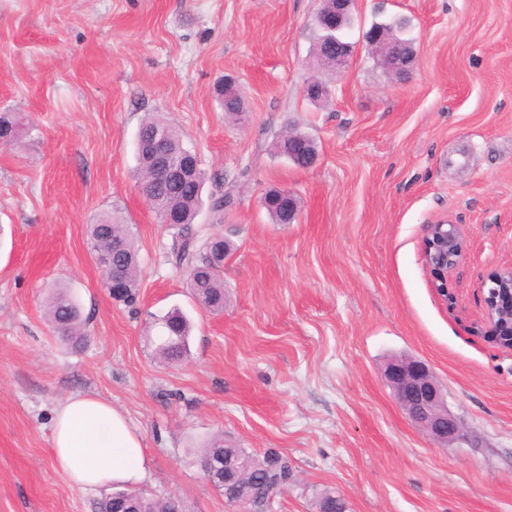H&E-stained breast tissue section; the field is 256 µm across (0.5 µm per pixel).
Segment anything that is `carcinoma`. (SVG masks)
I'll return each instance as SVG.
<instances>
[{
    "label": "carcinoma",
    "instance_id": "1",
    "mask_svg": "<svg viewBox=\"0 0 512 512\" xmlns=\"http://www.w3.org/2000/svg\"><path fill=\"white\" fill-rule=\"evenodd\" d=\"M224 111L231 117L239 116L243 100L234 92L222 94ZM165 136L174 156L195 168V176L174 185H156L149 189L151 207L159 215L161 222L169 227L170 251L176 263L187 274L189 288L200 305L209 312L224 311V237L212 235L199 241L193 228L195 217L203 205L205 185L204 172L197 167L195 156L184 146L181 134L168 123L153 117L145 118L138 129L139 138L150 140L155 135ZM19 139V122L13 112L0 113V144L10 146ZM234 199L231 194L221 191L208 198V210L213 222L220 224L224 212L231 208ZM263 205L276 224L285 222L288 199L280 196V190L271 189L263 198ZM88 245L93 253L108 256L119 265L124 273L125 294L122 302L132 306L139 295L138 251L128 225L110 213L101 215L88 226ZM47 317L62 341L77 346L85 336L83 320L78 304L68 292L57 289L47 304ZM154 324L159 327L155 344V356L166 363H177L189 355L191 323L178 308H173L158 316ZM216 458L224 459V472L231 473L230 467L239 458L249 461L250 468L245 473L243 488L253 500H263L278 481L285 462L281 454L273 449L257 455L242 448L224 449V440H215L206 449L201 465ZM137 512H175L179 505L174 501L160 502L147 497L140 491L131 494Z\"/></svg>",
    "mask_w": 512,
    "mask_h": 512
}]
</instances>
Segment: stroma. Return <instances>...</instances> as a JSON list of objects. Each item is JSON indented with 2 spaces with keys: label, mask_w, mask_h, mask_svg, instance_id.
I'll return each instance as SVG.
<instances>
[{
  "label": "stroma",
  "mask_w": 512,
  "mask_h": 512,
  "mask_svg": "<svg viewBox=\"0 0 512 512\" xmlns=\"http://www.w3.org/2000/svg\"><path fill=\"white\" fill-rule=\"evenodd\" d=\"M319 0H0V512H97L52 464L54 409L74 393L121 410L151 460L139 489L183 512H239L205 478L212 440L288 455L297 481L272 512H512V352L486 337L489 274L512 267V0H354L349 68L309 100ZM408 23L407 78L387 73L365 34ZM232 78L245 103L227 117ZM180 130L207 177L230 192L224 310L193 299L167 225L140 192L145 116ZM313 139L300 168L275 137ZM295 196L273 223L264 194ZM105 212L129 224L139 300H112L87 246ZM445 219L467 242L439 298L423 257ZM61 286L85 341L45 317ZM179 307L190 356L159 363L154 316ZM424 362L469 434L443 447L415 426L383 370Z\"/></svg>",
  "instance_id": "obj_1"
}]
</instances>
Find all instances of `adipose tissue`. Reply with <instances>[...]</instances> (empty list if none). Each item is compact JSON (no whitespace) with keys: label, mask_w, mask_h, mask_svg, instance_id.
Instances as JSON below:
<instances>
[{"label":"adipose tissue","mask_w":512,"mask_h":512,"mask_svg":"<svg viewBox=\"0 0 512 512\" xmlns=\"http://www.w3.org/2000/svg\"><path fill=\"white\" fill-rule=\"evenodd\" d=\"M52 448L55 468L71 487L84 492L136 485L150 465L142 439L126 416L93 396L71 395L58 405Z\"/></svg>","instance_id":"adipose-tissue-1"}]
</instances>
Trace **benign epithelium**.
<instances>
[{
    "label": "benign epithelium",
    "mask_w": 512,
    "mask_h": 512,
    "mask_svg": "<svg viewBox=\"0 0 512 512\" xmlns=\"http://www.w3.org/2000/svg\"><path fill=\"white\" fill-rule=\"evenodd\" d=\"M352 3L353 0H321L315 23L326 31L337 30L350 20ZM366 39L370 49L382 58L388 73L396 77L408 73L412 62L411 42L392 39L386 28L381 26L373 27ZM352 55L351 42L329 40L318 48L316 62L336 75L349 66ZM150 152L158 158V164L151 170L152 182L173 183L187 178V171L167 150L164 139H155ZM288 158L296 159L307 167L312 165L316 154L311 140L301 134H288ZM465 248V238L457 225L439 221L428 226L423 254L432 273L446 272L457 265ZM489 282L485 319L495 333L494 339L502 347L512 350V340L500 337V331L512 320V268L493 272ZM384 376L410 421L435 441L448 447L467 440L461 422L448 413L444 395L425 364L418 360L395 358L387 364ZM294 482L295 471H285L269 496L261 503L242 505L244 512H270L275 497L287 491Z\"/></svg>",
    "instance_id": "1"
}]
</instances>
